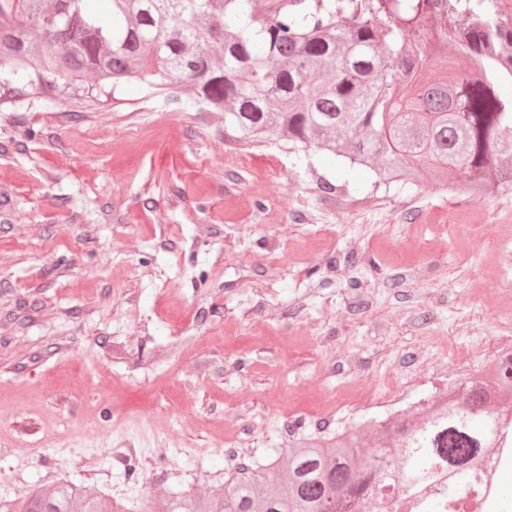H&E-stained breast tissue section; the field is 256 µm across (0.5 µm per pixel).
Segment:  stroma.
Returning a JSON list of instances; mask_svg holds the SVG:
<instances>
[{"label": "stroma", "mask_w": 512, "mask_h": 512, "mask_svg": "<svg viewBox=\"0 0 512 512\" xmlns=\"http://www.w3.org/2000/svg\"><path fill=\"white\" fill-rule=\"evenodd\" d=\"M182 94L0 89L2 496L220 486L233 453L356 432L512 349L489 302L512 294V236L485 230L512 226L511 191L377 189Z\"/></svg>", "instance_id": "35a3bbf8"}]
</instances>
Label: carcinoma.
<instances>
[{
	"label": "carcinoma",
	"instance_id": "1",
	"mask_svg": "<svg viewBox=\"0 0 512 512\" xmlns=\"http://www.w3.org/2000/svg\"><path fill=\"white\" fill-rule=\"evenodd\" d=\"M0 0V86L64 93L132 80L182 85L250 144L327 151L374 186L433 173L464 195L512 190V14L500 0ZM453 40L476 75L427 52ZM512 374L492 361L411 415L355 434L306 435L271 459L240 462L225 486H160L141 512H366L441 484L454 503L478 460L512 448ZM0 512H131L69 480L0 496Z\"/></svg>",
	"mask_w": 512,
	"mask_h": 512
}]
</instances>
